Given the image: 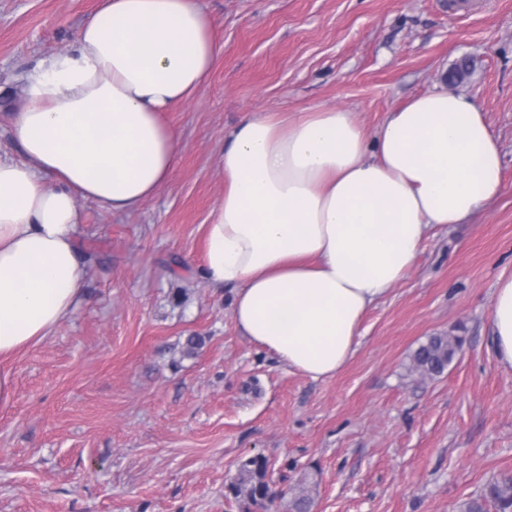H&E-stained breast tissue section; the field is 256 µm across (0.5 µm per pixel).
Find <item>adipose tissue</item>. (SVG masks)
<instances>
[{"label":"adipose tissue","mask_w":512,"mask_h":512,"mask_svg":"<svg viewBox=\"0 0 512 512\" xmlns=\"http://www.w3.org/2000/svg\"><path fill=\"white\" fill-rule=\"evenodd\" d=\"M198 0H100L74 47L29 74L0 157V361L80 303V204L129 212L181 150L161 112L190 100L221 52ZM501 150L474 98L433 91L375 135L336 107L254 112L224 148L204 272L235 291L243 336L314 380L354 355L367 310L403 281L434 224H461L501 187ZM512 368V275L491 300Z\"/></svg>","instance_id":"1"}]
</instances>
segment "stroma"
I'll list each match as a JSON object with an SVG mask.
<instances>
[{
  "label": "stroma",
  "mask_w": 512,
  "mask_h": 512,
  "mask_svg": "<svg viewBox=\"0 0 512 512\" xmlns=\"http://www.w3.org/2000/svg\"><path fill=\"white\" fill-rule=\"evenodd\" d=\"M100 0H0V156L26 77L74 43ZM221 53L162 119L170 177L135 211L81 205L79 308L1 367L0 512H239L227 487L261 455L272 488L312 486L311 512H463L512 475V369L491 346V297L512 271V0H202ZM474 97L502 187L439 224L410 274L367 311L355 354L314 380L244 337L233 291L204 274L224 197V140L247 112L351 111L370 133L412 97ZM464 337L444 374L411 356ZM197 337L189 346V337Z\"/></svg>",
  "instance_id": "obj_1"
}]
</instances>
